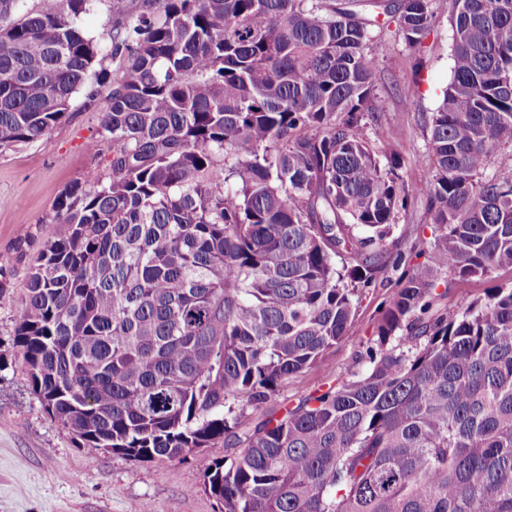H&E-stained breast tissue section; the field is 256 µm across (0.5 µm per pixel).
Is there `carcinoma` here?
<instances>
[{"mask_svg": "<svg viewBox=\"0 0 512 512\" xmlns=\"http://www.w3.org/2000/svg\"><path fill=\"white\" fill-rule=\"evenodd\" d=\"M0 0V150L47 135L119 59L89 170L58 195L16 344L90 448L173 461L224 443L219 512H512V287L452 315L439 277L512 268V0H454L453 76L426 121L430 255L389 298L362 375L253 412L316 368L408 191L376 147L373 40L416 47L433 0ZM497 175L487 176L489 167ZM113 22V14L111 17L105 0H93L90 8L82 13L78 19L80 28L89 37L98 36V34L110 28Z\"/></svg>", "mask_w": 512, "mask_h": 512, "instance_id": "obj_1", "label": "carcinoma"}]
</instances>
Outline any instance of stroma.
<instances>
[{"label": "stroma", "instance_id": "stroma-1", "mask_svg": "<svg viewBox=\"0 0 512 512\" xmlns=\"http://www.w3.org/2000/svg\"><path fill=\"white\" fill-rule=\"evenodd\" d=\"M438 20L418 51L387 36L374 40L376 86L382 110L371 120L372 137L382 150L399 157L410 190L408 207L392 234L406 257L407 269L426 261L431 232L426 203L414 190L431 174L425 115L436 108L452 77L450 50L453 0H436ZM100 111L76 94L70 111L48 135L0 151V512H217L204 492L203 479L224 447L203 448L181 460L142 463L101 448L78 446L71 433L50 418L21 366L15 343L16 311L23 285L43 246L41 237L23 239L53 214L57 196L86 171H106L108 150L89 152L97 137ZM512 286V269L492 279L442 276L439 307L454 314L482 297L490 284ZM398 281L365 290L346 336L320 367L291 376L262 404L271 413L334 379L364 373L361 355Z\"/></svg>", "mask_w": 512, "mask_h": 512}]
</instances>
